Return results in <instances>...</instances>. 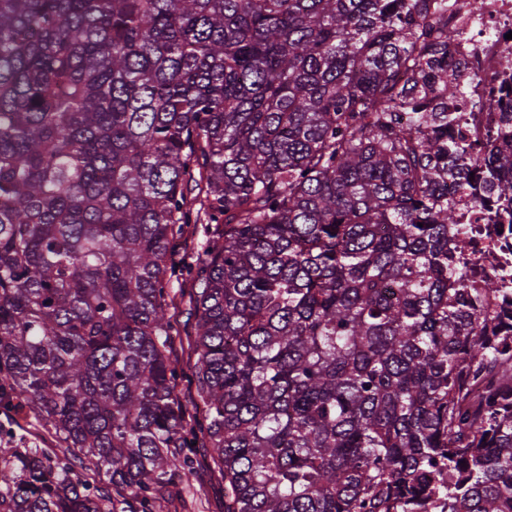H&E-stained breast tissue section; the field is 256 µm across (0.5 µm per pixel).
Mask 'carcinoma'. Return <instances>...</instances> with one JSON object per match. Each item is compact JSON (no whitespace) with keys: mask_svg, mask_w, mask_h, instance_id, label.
Returning a JSON list of instances; mask_svg holds the SVG:
<instances>
[{"mask_svg":"<svg viewBox=\"0 0 512 512\" xmlns=\"http://www.w3.org/2000/svg\"><path fill=\"white\" fill-rule=\"evenodd\" d=\"M454 35L438 0H0V512H153L199 433L224 512H512ZM479 167L512 203V112ZM198 231L193 235H186L176 241V245L173 252V261L176 264H183L193 260V258L200 253L204 246L206 237L201 227L202 224H198ZM190 285L184 282H173L169 289L173 304L170 314H173L180 326V336H173L170 344V357L184 367L193 364L195 354L192 342L195 336L196 317L193 311Z\"/></svg>","mask_w":512,"mask_h":512,"instance_id":"obj_1","label":"carcinoma"}]
</instances>
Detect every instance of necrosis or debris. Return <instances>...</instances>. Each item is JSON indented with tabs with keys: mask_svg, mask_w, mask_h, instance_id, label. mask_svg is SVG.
Returning a JSON list of instances; mask_svg holds the SVG:
<instances>
[{
	"mask_svg": "<svg viewBox=\"0 0 512 512\" xmlns=\"http://www.w3.org/2000/svg\"><path fill=\"white\" fill-rule=\"evenodd\" d=\"M448 26L457 36L448 45V73L462 83L453 106L455 127L471 154L484 157L488 132L499 121L503 100L512 101V57L505 54L512 32V0H444ZM470 251L459 271L472 283L492 273L512 279V227L500 226L495 196L479 190L454 195Z\"/></svg>",
	"mask_w": 512,
	"mask_h": 512,
	"instance_id": "1",
	"label": "necrosis or debris"
}]
</instances>
